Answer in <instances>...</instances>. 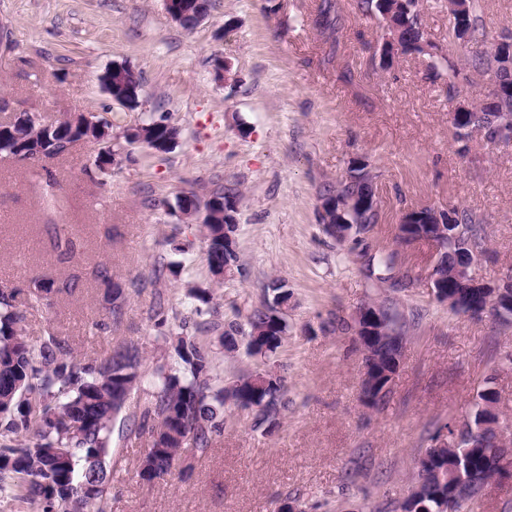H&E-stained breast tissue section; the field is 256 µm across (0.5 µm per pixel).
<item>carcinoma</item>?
Here are the masks:
<instances>
[{"label": "carcinoma", "mask_w": 512, "mask_h": 512, "mask_svg": "<svg viewBox=\"0 0 512 512\" xmlns=\"http://www.w3.org/2000/svg\"><path fill=\"white\" fill-rule=\"evenodd\" d=\"M186 15L181 27L189 29L198 15L210 12V0H184ZM396 0H356V8L365 15L378 17L391 9ZM478 0H470L463 18L448 17V30L457 32L465 26L470 41H479ZM335 4L323 0L318 25L335 30L332 14ZM402 28L401 53L420 49L423 38L422 20L416 0H404L398 7ZM507 47L491 44L469 60L479 74H488L505 84L512 82V72L502 66V52ZM105 91L123 99L132 107L142 88L140 76L127 65L114 66L101 76ZM493 109H480L468 115L462 126H472L483 133L486 142L494 143ZM112 122L98 119L85 126L74 125L65 117L46 125L28 112H22L9 123H0V156L17 155L37 159L50 154L51 141L69 139L76 143L90 140L99 145L94 165L99 170L112 163ZM143 144L151 146L164 138L175 139L177 127L142 126ZM369 158L351 159L346 175L336 185L324 190L326 195L341 193L356 200L357 206L347 214L351 224H375L378 216L371 207L359 203L371 196L370 178L363 170ZM457 223L464 226L474 245L485 248L487 235L483 219L475 212L456 208ZM238 223L224 216V204L213 208L209 222L202 225L209 272L216 282L224 279V264L238 268L239 256L228 235H237ZM467 251L443 246L437 252L438 272H448L462 264ZM98 277L106 286L111 317L121 316L126 302V284L112 278L109 269L101 267ZM59 290L55 279L33 280L31 305H38ZM272 299L252 310L246 323H228L210 319L215 308L212 297L197 289L193 297L199 305L192 320L182 319L175 352L176 368L157 366L151 374L153 392L150 399L130 419L128 436L150 439V448L141 457L137 476L150 483L156 477L170 475L177 467L181 449L188 443L204 453L213 441L224 434L229 407L240 411L262 404L266 410L251 411L254 425L273 421L288 408L284 379L274 370L257 368L229 382L215 372L208 335L215 334L224 351L233 353L244 344L246 353L262 361L276 354L282 346L288 323L269 316L271 303H286L290 293L280 286L272 287ZM150 318L162 335L168 326V308L157 299ZM26 315L16 304V291L0 288V502L32 505L36 512H107L112 482L117 469L112 461V431L117 416L125 407L131 391L144 383L143 357L135 345H126L104 358H79L68 343L47 331L31 343L25 333ZM405 331L378 336L369 344L366 360L371 363L378 385L387 380L396 355L405 344ZM487 389L478 392L461 419L453 418L444 425L449 430L456 424L458 444L455 448L425 449L416 461V474L408 495L397 505L400 512H447L448 493L455 496L456 512H465L471 499L462 477L470 474L487 476L505 449L497 447V431L493 427L478 430L489 421L483 407Z\"/></svg>", "instance_id": "1"}]
</instances>
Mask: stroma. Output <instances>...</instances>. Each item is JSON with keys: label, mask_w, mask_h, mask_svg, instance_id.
Here are the masks:
<instances>
[{"label": "stroma", "mask_w": 512, "mask_h": 512, "mask_svg": "<svg viewBox=\"0 0 512 512\" xmlns=\"http://www.w3.org/2000/svg\"><path fill=\"white\" fill-rule=\"evenodd\" d=\"M322 0H211L193 30L173 22L164 0H0V122L18 112L47 120L89 113L113 124L118 163L95 172L93 144L66 157L20 163L0 157V286L18 290L26 329L51 331L76 352L105 357L134 344L143 369L174 365L170 340L150 318L156 296L170 316L190 313L188 292L209 289L221 321L245 322L271 280H284L288 332L275 365L288 408L276 426L233 411L204 453L186 448V474L147 484L136 475L147 440L114 438L120 470L110 512H274L285 496L321 502L320 512H392L407 496L416 460L437 428L460 414L493 377L502 412L512 416V373L493 374L512 351V326L468 321L438 302L427 273L433 247L399 248L402 209L457 205L479 214L490 251L487 281L512 267V146L473 135L457 152L453 100L427 58L379 66L381 26L354 0H335L341 24L318 27ZM231 66L218 79L216 59ZM115 63L142 77L141 105L112 101L100 77ZM167 116L177 146L155 154L127 144L125 128ZM369 157L380 217L358 247L328 237L319 198L356 156ZM54 186H47V178ZM235 188L239 271L212 281L201 227L181 221L176 196ZM78 240L68 260L52 247V225ZM188 243L176 254L172 241ZM392 260L390 277L367 271L368 257ZM180 260L179 277L154 280ZM129 283L119 321L106 319L99 266ZM61 289L29 306L34 278ZM76 282L75 291L65 290ZM393 307L407 344L390 396L371 408L358 395L362 356L335 330L368 300Z\"/></svg>", "instance_id": "obj_1"}]
</instances>
